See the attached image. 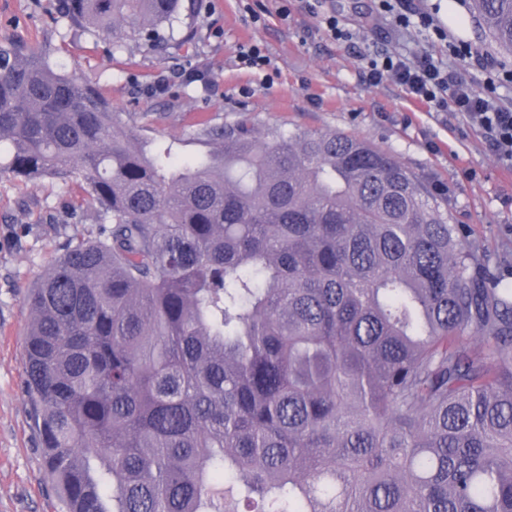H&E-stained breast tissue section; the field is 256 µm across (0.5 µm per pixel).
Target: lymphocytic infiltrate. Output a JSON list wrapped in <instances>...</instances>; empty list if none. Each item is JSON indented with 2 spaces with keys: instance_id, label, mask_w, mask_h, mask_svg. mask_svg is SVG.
Segmentation results:
<instances>
[{
  "instance_id": "1",
  "label": "lymphocytic infiltrate",
  "mask_w": 512,
  "mask_h": 512,
  "mask_svg": "<svg viewBox=\"0 0 512 512\" xmlns=\"http://www.w3.org/2000/svg\"><path fill=\"white\" fill-rule=\"evenodd\" d=\"M383 7L393 16L394 38H401L414 22L438 38L446 36L432 14L413 8L410 0H383ZM363 78L370 86L399 85L414 101L437 112L459 115L472 128L487 132L491 151L512 167V107L502 106L494 93L475 92L457 70L429 52L413 59L399 52L365 57Z\"/></svg>"
}]
</instances>
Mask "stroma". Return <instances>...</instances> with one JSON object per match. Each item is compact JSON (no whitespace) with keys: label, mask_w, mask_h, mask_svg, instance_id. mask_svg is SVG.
Masks as SVG:
<instances>
[{"label":"stroma","mask_w":512,"mask_h":512,"mask_svg":"<svg viewBox=\"0 0 512 512\" xmlns=\"http://www.w3.org/2000/svg\"><path fill=\"white\" fill-rule=\"evenodd\" d=\"M435 12L447 40L418 31L394 41L379 0H323L356 33L363 53L429 50L458 69L477 92L490 69L448 56L464 41L512 68L472 18L466 0H414ZM183 0L177 24L193 32L190 45L159 47L138 40L121 49L86 29L57 21L58 0H0V49L39 46L52 63L90 82L113 111L134 114L150 137L170 142L189 126L248 117L255 135L271 129L336 131L388 151L448 199L454 223L512 269V169L497 160L484 135L460 117L415 103L399 87L365 84L362 63L346 42L326 35L318 20L292 0ZM259 21H252V14ZM256 44L270 60L241 68V48ZM164 92H156L157 83ZM85 185L44 178L22 182L0 174V512H67L45 476L43 451L22 383L30 314L27 287L60 255L65 242L95 231Z\"/></svg>","instance_id":"stroma-1"}]
</instances>
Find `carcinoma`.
Segmentation results:
<instances>
[{
    "instance_id": "cac0c4a2",
    "label": "carcinoma",
    "mask_w": 512,
    "mask_h": 512,
    "mask_svg": "<svg viewBox=\"0 0 512 512\" xmlns=\"http://www.w3.org/2000/svg\"><path fill=\"white\" fill-rule=\"evenodd\" d=\"M112 45L181 0H60ZM512 53V0H470ZM0 174L98 231L29 287L23 384L68 512H512V281L392 155L201 122L180 155L0 50Z\"/></svg>"
}]
</instances>
